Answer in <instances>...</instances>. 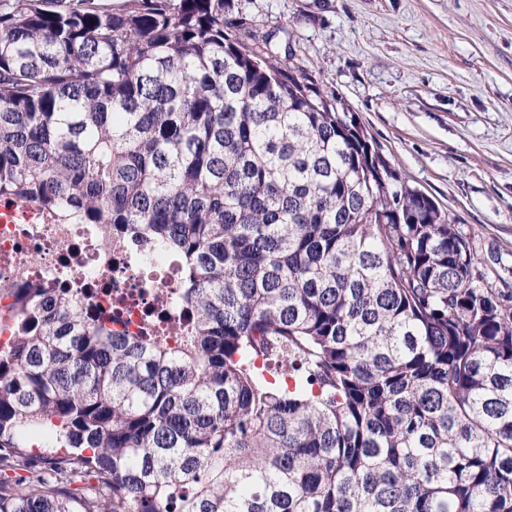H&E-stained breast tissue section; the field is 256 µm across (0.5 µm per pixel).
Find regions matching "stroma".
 Returning <instances> with one entry per match:
<instances>
[{"mask_svg":"<svg viewBox=\"0 0 512 512\" xmlns=\"http://www.w3.org/2000/svg\"><path fill=\"white\" fill-rule=\"evenodd\" d=\"M512 288V0H238Z\"/></svg>","mask_w":512,"mask_h":512,"instance_id":"stroma-1","label":"stroma"}]
</instances>
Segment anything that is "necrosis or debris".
Masks as SVG:
<instances>
[{"instance_id": "1", "label": "necrosis or debris", "mask_w": 512, "mask_h": 512, "mask_svg": "<svg viewBox=\"0 0 512 512\" xmlns=\"http://www.w3.org/2000/svg\"><path fill=\"white\" fill-rule=\"evenodd\" d=\"M179 281L175 260L113 237L108 225L62 224L39 203L0 200V346L10 336L16 289L64 291L138 334L168 326L162 305L175 299Z\"/></svg>"}]
</instances>
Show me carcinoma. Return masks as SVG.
I'll use <instances>...</instances> for the list:
<instances>
[{
    "instance_id": "cac0c4a2",
    "label": "carcinoma",
    "mask_w": 512,
    "mask_h": 512,
    "mask_svg": "<svg viewBox=\"0 0 512 512\" xmlns=\"http://www.w3.org/2000/svg\"><path fill=\"white\" fill-rule=\"evenodd\" d=\"M234 8L0 0V198L183 271L167 334L17 290L0 512H512V289Z\"/></svg>"
}]
</instances>
